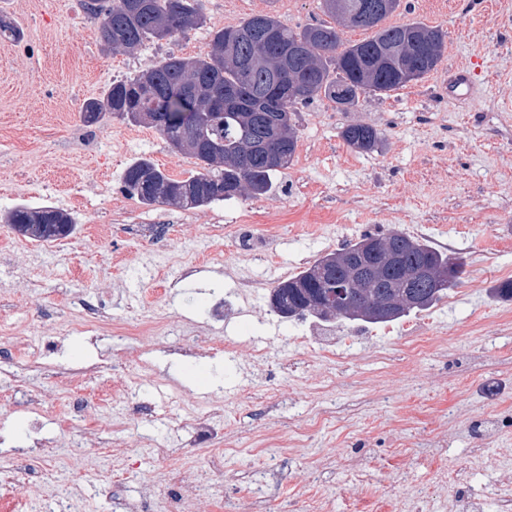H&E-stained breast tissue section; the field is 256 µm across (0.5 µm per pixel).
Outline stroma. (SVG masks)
<instances>
[{
  "label": "stroma",
  "mask_w": 512,
  "mask_h": 512,
  "mask_svg": "<svg viewBox=\"0 0 512 512\" xmlns=\"http://www.w3.org/2000/svg\"><path fill=\"white\" fill-rule=\"evenodd\" d=\"M204 27L109 54L83 0H0L22 31L0 43V468L12 512H453L512 502V0H414L390 23L442 29L423 79L297 107L298 142L268 195L146 206L122 175L138 158L196 170L155 129L85 125V100L209 33L271 12L300 29L320 0H201ZM475 66L470 97L453 71ZM381 133L359 152L347 124ZM21 204L71 213L72 235L6 224ZM421 229L460 257L456 288L387 324L280 318L272 288L366 234ZM249 282L241 291V282ZM107 316L84 326L83 304ZM428 322V347L405 330ZM337 343L327 360L320 348ZM268 349L266 361L253 349Z\"/></svg>",
  "instance_id": "35a3bbf8"
}]
</instances>
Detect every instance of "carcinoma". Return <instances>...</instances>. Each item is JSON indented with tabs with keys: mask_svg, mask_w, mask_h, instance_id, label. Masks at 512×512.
Returning a JSON list of instances; mask_svg holds the SVG:
<instances>
[{
	"mask_svg": "<svg viewBox=\"0 0 512 512\" xmlns=\"http://www.w3.org/2000/svg\"><path fill=\"white\" fill-rule=\"evenodd\" d=\"M99 20L100 41L110 52H133L148 41H161L204 26L197 0H84ZM323 11L339 25L373 30L372 37L346 46L339 30L325 22L300 30L268 14L210 32L209 51L192 58L170 55L139 73L112 82L100 99L83 105L89 124L117 116L133 124L148 122L170 147L197 160L200 170L186 179H174L147 159L130 164L124 173L125 191L145 205L175 204L197 208L240 196H263L273 179L291 164L297 147L295 106L325 98L336 110L351 112L360 96L389 92L417 80L439 63L445 34L436 27L413 21L383 26L380 20L359 16L342 22L336 0H322ZM272 28L276 43L261 34ZM305 48L297 70L279 49ZM152 113L150 120L140 116ZM345 142L358 150L373 151L381 133L370 124L355 122L342 130ZM22 236L52 241L75 230L70 213L54 206L21 205L5 217ZM393 252L409 269L428 263L442 273L457 257L428 242L397 232L385 235ZM328 256L280 282L272 290L271 307L283 318L314 316L379 324L397 321L413 312L432 308L457 281L443 279L441 287L422 307L409 308L399 300L408 292L403 281L386 270L375 271L348 293L371 299L388 295L397 299L384 319L359 309L333 316L307 307L311 282L328 277Z\"/></svg>",
	"mask_w": 512,
	"mask_h": 512,
	"instance_id": "cac0c4a2",
	"label": "carcinoma"
}]
</instances>
